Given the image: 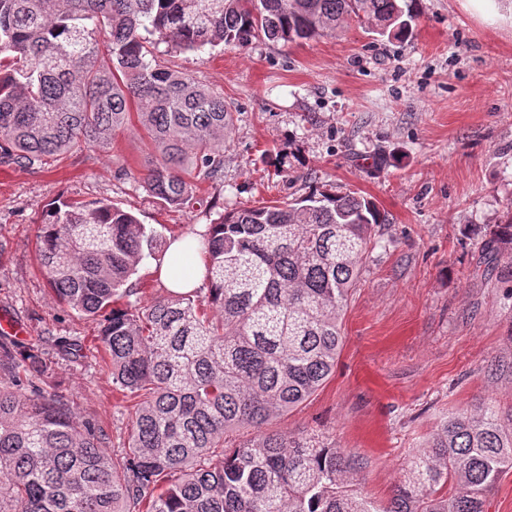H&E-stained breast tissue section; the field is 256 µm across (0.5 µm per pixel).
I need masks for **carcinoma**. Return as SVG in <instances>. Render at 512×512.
Listing matches in <instances>:
<instances>
[{
    "label": "carcinoma",
    "mask_w": 512,
    "mask_h": 512,
    "mask_svg": "<svg viewBox=\"0 0 512 512\" xmlns=\"http://www.w3.org/2000/svg\"><path fill=\"white\" fill-rule=\"evenodd\" d=\"M421 0H0V157L46 165L104 150L132 118L155 159L144 182L185 201L188 178L216 181L234 106L224 91L148 58L149 37L184 50L332 35L351 17L389 39L411 34ZM377 202L312 188L300 199L224 213L201 235L208 294L120 301L154 235L104 201L49 209L37 256L59 302L100 318L112 381L138 398L128 446L105 449L52 388L58 362L0 333V512H376L348 493L359 463L270 422L336 369L342 314L376 228ZM512 310V207L478 242ZM488 378L512 381V356ZM250 436L225 449L226 435ZM512 469V404L441 418L407 460L383 512H485Z\"/></svg>",
    "instance_id": "obj_1"
}]
</instances>
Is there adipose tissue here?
<instances>
[{"instance_id":"ef3b65f1","label":"adipose tissue","mask_w":512,"mask_h":512,"mask_svg":"<svg viewBox=\"0 0 512 512\" xmlns=\"http://www.w3.org/2000/svg\"><path fill=\"white\" fill-rule=\"evenodd\" d=\"M154 269L159 280L170 291L184 293L201 288L204 266L198 238L189 235L171 239Z\"/></svg>"}]
</instances>
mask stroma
<instances>
[{"label":"stroma","mask_w":512,"mask_h":512,"mask_svg":"<svg viewBox=\"0 0 512 512\" xmlns=\"http://www.w3.org/2000/svg\"><path fill=\"white\" fill-rule=\"evenodd\" d=\"M157 63L222 88L236 109L220 181H192L172 206L143 181L151 151L135 125L106 150L40 168L0 161V314L29 343L66 336L79 357L60 360L56 384L79 415L98 421L108 453L127 444L133 401L116 390L96 320L59 305L36 255L46 212L61 200H107L159 243L225 211L304 195L313 185L374 198L388 215L343 319L336 371L273 430L310 433L355 454L351 493L387 505L407 454L451 411L493 397L492 358L512 350V310L473 276L475 234L512 203V0H422L405 41L350 22L297 43L259 37L244 49L184 51ZM392 161L373 165L375 156Z\"/></svg>","instance_id":"1"}]
</instances>
